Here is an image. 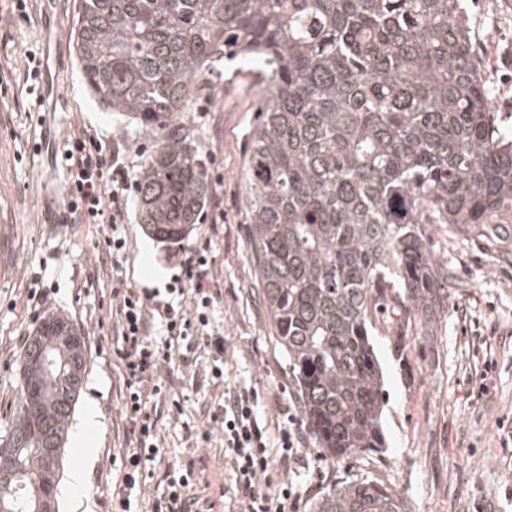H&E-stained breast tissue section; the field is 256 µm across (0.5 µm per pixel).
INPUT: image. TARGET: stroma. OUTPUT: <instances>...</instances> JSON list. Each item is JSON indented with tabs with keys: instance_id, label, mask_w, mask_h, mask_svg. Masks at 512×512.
I'll return each mask as SVG.
<instances>
[{
	"instance_id": "obj_1",
	"label": "stroma",
	"mask_w": 512,
	"mask_h": 512,
	"mask_svg": "<svg viewBox=\"0 0 512 512\" xmlns=\"http://www.w3.org/2000/svg\"><path fill=\"white\" fill-rule=\"evenodd\" d=\"M79 0H30L28 16L0 20V426L21 397L19 337L30 336L41 317L55 312L82 332L87 374L68 428L65 468L81 456L75 437L87 406L99 415L95 459L87 469L84 505L76 512H111L112 484L127 452L113 365L110 299L114 277L135 288H162L178 274L170 245L139 224L136 193L128 191V218L117 228L61 224L66 203L67 139L85 131L103 153L125 145L127 160L142 169L152 139L102 111L89 97L76 61L74 24ZM467 21L486 62L485 80L495 92L501 126H512V0H467ZM498 39H490L491 31ZM42 75L32 86L21 78L28 56ZM259 64H217L203 104L181 123L214 192L224 196V221L203 215L183 247L208 245L221 294L213 318L226 339L224 382L205 373H174L161 408L159 436L169 461L194 460L201 471L193 512H238L224 471V434L208 412L224 401L225 388L257 392V418L268 448H277L284 409L298 398L295 380L261 299L256 261L248 246L245 197L246 149L256 122ZM126 238L119 259L106 258V236ZM428 246L448 270V306L427 337L376 321L373 344L386 394L382 425L387 446L373 455L292 465L285 478L312 512L328 486L374 478L398 491L409 512H512V447L496 425L512 418V263L492 260L481 243L452 239L444 225L428 227ZM49 291L34 306L30 292ZM496 360L493 372L483 370ZM489 392L477 399L480 384Z\"/></svg>"
}]
</instances>
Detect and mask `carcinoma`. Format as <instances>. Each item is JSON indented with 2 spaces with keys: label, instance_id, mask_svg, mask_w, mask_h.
<instances>
[{
  "label": "carcinoma",
  "instance_id": "carcinoma-1",
  "mask_svg": "<svg viewBox=\"0 0 512 512\" xmlns=\"http://www.w3.org/2000/svg\"><path fill=\"white\" fill-rule=\"evenodd\" d=\"M466 0H82L74 49L92 100L153 143L139 223L163 242L212 193L182 115L219 57L261 64L248 144L249 248L297 382L305 424L332 462L385 445L376 316L425 329L448 305L426 225L512 256V128L497 124ZM50 374L30 364L40 352ZM85 338L48 313L29 337L21 398L0 428V512H58ZM314 512H409L369 479L324 490Z\"/></svg>",
  "mask_w": 512,
  "mask_h": 512
}]
</instances>
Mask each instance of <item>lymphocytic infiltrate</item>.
<instances>
[{
  "mask_svg": "<svg viewBox=\"0 0 512 512\" xmlns=\"http://www.w3.org/2000/svg\"><path fill=\"white\" fill-rule=\"evenodd\" d=\"M65 154L70 187L69 221L73 224L125 223L119 201L132 185V170L119 154L103 155L86 134L70 136ZM177 276L165 289H146L116 281L111 309L117 316L113 340L117 345L121 415L133 447L122 460L123 477L112 492L115 512H130L134 490L161 476L168 490L154 512H190L198 484L193 465L163 464L158 443V408L169 392L161 378L173 363L193 364L200 347H208L215 361L213 378L224 375V335L213 325L211 307L219 292L212 288V260L207 249L182 252ZM258 396L227 391L221 428L224 461L236 489L239 512H296L299 502L279 474L282 464L301 459L307 440L302 422L288 412L279 429L277 453H269L257 421Z\"/></svg>",
  "mask_w": 512,
  "mask_h": 512,
  "instance_id": "1",
  "label": "lymphocytic infiltrate"
}]
</instances>
